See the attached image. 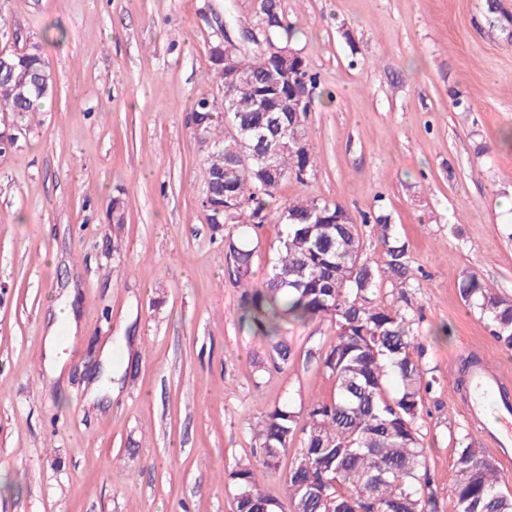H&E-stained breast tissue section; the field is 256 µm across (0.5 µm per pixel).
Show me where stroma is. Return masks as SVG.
I'll return each instance as SVG.
<instances>
[{"instance_id":"stroma-1","label":"stroma","mask_w":512,"mask_h":512,"mask_svg":"<svg viewBox=\"0 0 512 512\" xmlns=\"http://www.w3.org/2000/svg\"><path fill=\"white\" fill-rule=\"evenodd\" d=\"M320 83L305 188L278 197L385 211L409 244V284L378 301L419 321L435 383L419 421L437 512H458V441L492 449L455 378L512 351L459 294L476 273L512 299V0H280ZM259 0H0V47L39 43L55 93L0 156V512H234L224 472L258 460L251 434L282 402L306 413L334 384L307 358L327 319L286 325L292 366L238 321L241 290L202 206L187 125L224 99L211 44L257 22ZM63 28L64 41L49 39ZM128 192L122 228L110 221ZM76 291L68 377L43 370L53 304ZM112 343L111 397L88 392Z\"/></svg>"}]
</instances>
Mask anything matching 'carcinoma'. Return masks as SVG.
Returning <instances> with one entry per match:
<instances>
[{
  "mask_svg": "<svg viewBox=\"0 0 512 512\" xmlns=\"http://www.w3.org/2000/svg\"><path fill=\"white\" fill-rule=\"evenodd\" d=\"M295 31L280 20L272 31L277 46L292 43ZM218 45L209 59L224 92L250 104L255 89L235 83L224 74ZM13 70L0 75V111L17 113L20 120L36 111V103L54 94L55 79L38 44L12 54ZM238 68L263 79L267 60L240 55ZM249 127V155L273 137L265 112L248 109L229 117L216 108L202 109L196 100L188 116L195 139L210 145L203 152L206 190L223 179L222 190L212 194L205 210L212 235L224 242L225 256L244 286L240 296V323L266 337L274 365L290 366L294 350L281 335L282 326L323 318L336 326V341L312 354L334 382L329 399L310 402L305 423L284 403L258 424L254 438L260 460L237 463L224 473L235 489V512H272L273 500L261 493L260 476L278 468L295 440V453L285 475L288 499L295 512H433L434 478L421 448L418 421L424 394L433 381L424 380L423 347L416 342L415 318L405 308L379 303L375 292L383 276L403 281L408 272V244L396 233L391 215L380 213L357 222L336 202L303 193L273 206L279 182L267 183L257 171L256 159L233 164L227 171L224 153L232 139L227 122ZM308 113L301 122L281 115L278 141L285 144L277 156L282 181L301 165L313 170L315 151L307 130ZM112 224L126 218V192L112 197ZM374 224H369V221ZM280 226L275 255L265 282L250 285L253 249L240 236L224 229ZM372 226L384 249V267L364 257L363 228ZM462 299L493 324V336L512 349V300L499 295L477 275H465L459 284ZM455 494L459 512H512V492L501 487L494 460L471 441L462 440L456 459Z\"/></svg>",
  "mask_w": 512,
  "mask_h": 512,
  "instance_id": "obj_1",
  "label": "carcinoma"
}]
</instances>
